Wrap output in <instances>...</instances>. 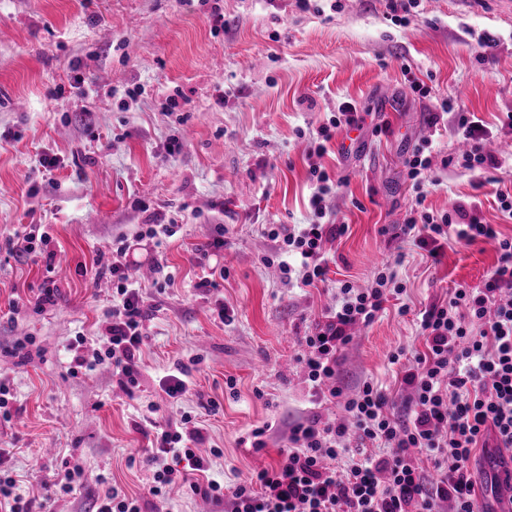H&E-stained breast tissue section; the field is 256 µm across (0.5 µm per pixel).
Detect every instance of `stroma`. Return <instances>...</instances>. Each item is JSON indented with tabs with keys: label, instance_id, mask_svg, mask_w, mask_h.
<instances>
[{
	"label": "stroma",
	"instance_id": "stroma-1",
	"mask_svg": "<svg viewBox=\"0 0 512 512\" xmlns=\"http://www.w3.org/2000/svg\"><path fill=\"white\" fill-rule=\"evenodd\" d=\"M224 15L213 28L212 10ZM496 44L485 49L483 35ZM418 78L429 96L412 93ZM475 113L492 133L497 166L458 163L463 140L443 98ZM364 120L348 148L331 141L323 164L340 187L331 198L345 235L327 244L329 280L303 286L299 260L268 234L313 223L306 132L343 102ZM512 0H418L406 27L387 0H0V373L12 420L0 425V467L35 512H90L106 486L139 498L142 512H224L176 485L147 494L145 459L158 428L189 413L216 448L209 476L224 485L277 465L294 425L342 420L315 396L297 361L303 336L323 320L338 282L366 287L387 262L402 294L337 354L336 384L353 397L364 382L385 389L397 413L411 396L392 354L424 352L421 312L454 288L481 287L493 244L449 240L432 261L400 227L414 203L406 161L430 148L435 212L476 204L482 222L512 237L495 191L512 183ZM389 131L374 136L375 125ZM57 158V168L41 157ZM176 222L155 245L147 225ZM40 225L46 242L24 263L7 254L15 232ZM230 231L214 257L230 273L216 290L194 250ZM141 238L150 308L143 374L131 390L111 368L72 375L70 346L92 355L113 303L96 260L117 237ZM56 263H48V254ZM171 284L153 287L154 261ZM55 304L37 307L45 279ZM234 313L215 319L216 304ZM190 367L179 401L160 388L176 364ZM264 428L262 448L251 432ZM81 465L85 481L55 493L56 473Z\"/></svg>",
	"mask_w": 512,
	"mask_h": 512
}]
</instances>
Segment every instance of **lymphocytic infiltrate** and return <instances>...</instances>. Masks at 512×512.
<instances>
[{"label": "lymphocytic infiltrate", "mask_w": 512, "mask_h": 512, "mask_svg": "<svg viewBox=\"0 0 512 512\" xmlns=\"http://www.w3.org/2000/svg\"><path fill=\"white\" fill-rule=\"evenodd\" d=\"M442 112H455L457 129L467 142L462 165L483 170L496 159L485 149L489 132L474 113L456 110L451 100L440 103ZM355 105L342 103L328 124L308 138L309 178L313 191L309 207L316 221L300 229L284 224L270 234L300 258L304 285L325 281L328 267L323 245L335 240L345 225L328 221L333 182L320 160L334 133L358 126ZM425 145L414 148L406 178L414 204L401 227L431 257H438L448 236L473 244L494 242L497 261L482 287L458 286L445 304L421 314L419 329L425 353L416 355L404 370L402 382L413 398L407 419L391 411L387 395L364 383L355 397L346 399L348 423L326 424L310 418L291 430L292 446L277 467L263 469L222 489L192 483L193 492L214 501H227L228 512H439L452 502L454 512H497L510 508L512 486L500 480L478 483L471 470L476 449L512 451V238L500 237L494 225L485 224L461 205L453 211H430L425 201L431 160ZM132 245L118 240L110 257L98 258L99 275L112 277L120 297L102 321L99 347L86 357L83 337L71 349L72 373L101 365L112 368L122 388L136 386L147 317L146 298L126 261ZM387 269H378L369 287L350 282L339 287L336 305L325 323L302 339L298 361L316 394L341 397L333 386L336 351L349 342L350 326L374 322L389 294L402 293ZM202 426L190 414L178 425L157 432L147 457L153 468L149 492L160 496L175 481L170 459H186L192 470L207 473L209 457L197 454L203 443ZM430 460L437 472L429 478L418 456Z\"/></svg>", "instance_id": "obj_1"}]
</instances>
